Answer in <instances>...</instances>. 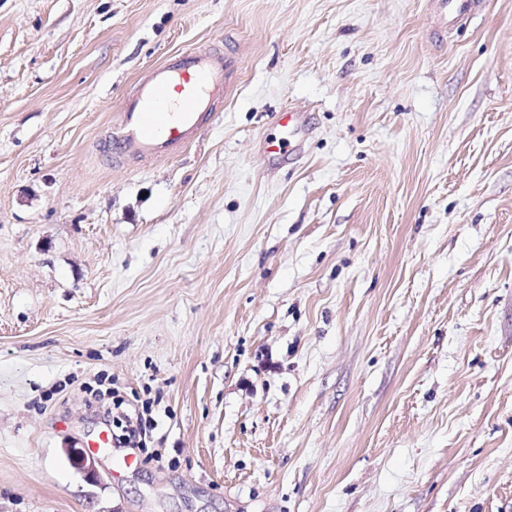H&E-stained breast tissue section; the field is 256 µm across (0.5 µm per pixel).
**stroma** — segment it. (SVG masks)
I'll list each match as a JSON object with an SVG mask.
<instances>
[{"label": "stroma", "mask_w": 512, "mask_h": 512, "mask_svg": "<svg viewBox=\"0 0 512 512\" xmlns=\"http://www.w3.org/2000/svg\"><path fill=\"white\" fill-rule=\"evenodd\" d=\"M209 47L197 138L104 153ZM0 512H512V0H0ZM443 17L448 23H459L470 18L476 11L479 0H438ZM232 70V58L212 50L179 53L155 66L117 114L118 153L151 161L187 145L213 112ZM154 400H145L142 402V410L139 411L134 407V414L136 416L135 424L130 421L129 428L127 429V438L125 444L131 448H138L143 451V438L147 432L153 430V418L151 417L152 407Z\"/></svg>", "instance_id": "1"}]
</instances>
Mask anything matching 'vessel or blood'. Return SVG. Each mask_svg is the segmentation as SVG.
<instances>
[{"label": "vessel or blood", "instance_id": "1", "mask_svg": "<svg viewBox=\"0 0 512 512\" xmlns=\"http://www.w3.org/2000/svg\"><path fill=\"white\" fill-rule=\"evenodd\" d=\"M453 23L470 18L479 0H439ZM233 60L212 50L176 54L139 81L117 114L113 138L120 155L151 161L185 146L214 110Z\"/></svg>", "mask_w": 512, "mask_h": 512}]
</instances>
